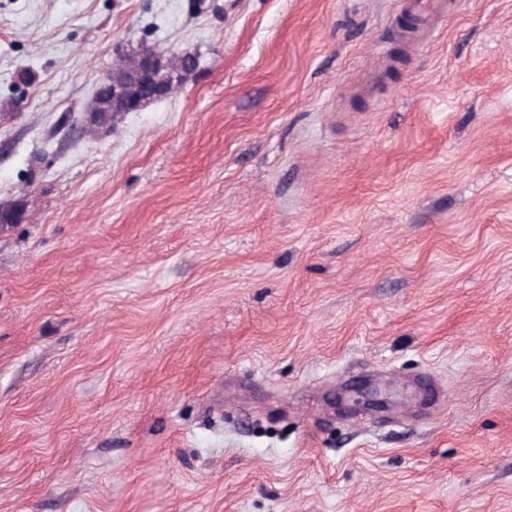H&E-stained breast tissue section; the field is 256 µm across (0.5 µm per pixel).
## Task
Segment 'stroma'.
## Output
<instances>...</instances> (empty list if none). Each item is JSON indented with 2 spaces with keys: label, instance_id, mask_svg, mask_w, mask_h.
<instances>
[{
  "label": "stroma",
  "instance_id": "1",
  "mask_svg": "<svg viewBox=\"0 0 512 512\" xmlns=\"http://www.w3.org/2000/svg\"><path fill=\"white\" fill-rule=\"evenodd\" d=\"M407 16L0 0V512H512V0ZM450 0H408L407 10L414 19V26L410 30L401 32L415 40L418 44H424L425 37L431 38L448 20L451 14L448 9ZM138 52L124 57L112 65V84L119 85L122 88L126 103H135L145 95L142 83L134 76L135 60ZM159 54L160 52L152 46L141 48L138 56L137 75L146 79L152 72L155 58ZM192 68L187 57L183 54L172 56L163 54L153 70L151 82L158 87L167 88L172 93L174 90V75L178 72L191 71ZM86 112H91L89 119L91 128H109L117 112L132 111L125 109L123 106L115 107L109 102L108 98L97 95L93 98V102Z\"/></svg>",
  "mask_w": 512,
  "mask_h": 512
}]
</instances>
